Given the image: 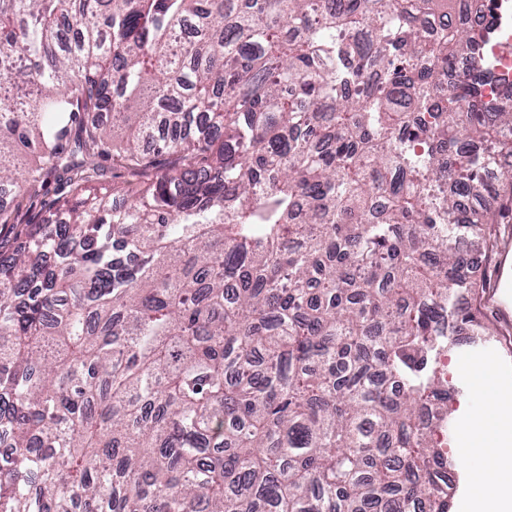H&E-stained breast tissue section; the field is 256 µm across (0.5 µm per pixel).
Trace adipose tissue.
Returning <instances> with one entry per match:
<instances>
[{"label": "adipose tissue", "mask_w": 512, "mask_h": 512, "mask_svg": "<svg viewBox=\"0 0 512 512\" xmlns=\"http://www.w3.org/2000/svg\"><path fill=\"white\" fill-rule=\"evenodd\" d=\"M470 375L486 408L478 419H463L455 448L474 466L468 512H512V424L504 416L492 371L475 367Z\"/></svg>", "instance_id": "adipose-tissue-1"}]
</instances>
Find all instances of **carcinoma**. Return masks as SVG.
I'll list each match as a JSON object with an SVG mask.
<instances>
[{
	"instance_id": "obj_1",
	"label": "carcinoma",
	"mask_w": 512,
	"mask_h": 512,
	"mask_svg": "<svg viewBox=\"0 0 512 512\" xmlns=\"http://www.w3.org/2000/svg\"><path fill=\"white\" fill-rule=\"evenodd\" d=\"M454 4L0 0V223L69 186L0 259V512H448L459 244L512 206ZM99 175L97 177L95 187L98 192L107 191L117 203H122L123 187L130 180L128 173L122 169L112 166V159H97ZM122 189V191H121Z\"/></svg>"
}]
</instances>
